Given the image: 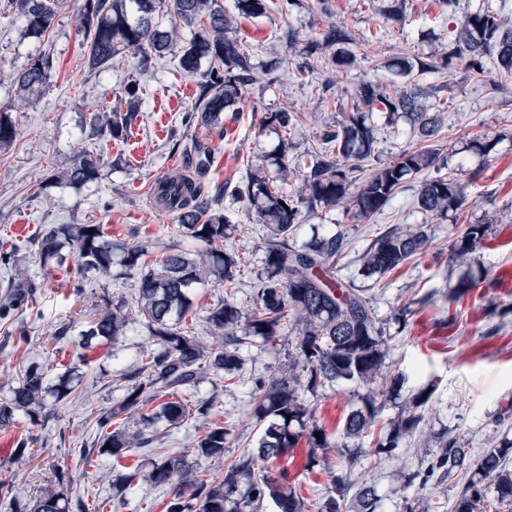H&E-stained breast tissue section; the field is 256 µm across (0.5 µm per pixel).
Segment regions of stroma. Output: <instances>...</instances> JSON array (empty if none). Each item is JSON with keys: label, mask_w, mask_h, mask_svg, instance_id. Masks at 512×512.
<instances>
[{"label": "stroma", "mask_w": 512, "mask_h": 512, "mask_svg": "<svg viewBox=\"0 0 512 512\" xmlns=\"http://www.w3.org/2000/svg\"><path fill=\"white\" fill-rule=\"evenodd\" d=\"M81 4L82 0H66L52 29L39 41L24 36L21 20L0 9V113L9 115L15 129L13 141L0 147V246L16 249L36 285L27 301L32 316L23 324L24 336L7 335L0 323V395L16 386L24 368L36 361L47 367L53 382L69 368H77L74 383L89 398L85 405L58 403L48 421L34 423L22 416L12 428L0 430L1 459H9L19 439L32 440L29 455L10 459L8 468L20 512H31L48 481L59 482L74 500L91 489L97 501L111 500V460L103 459L100 478L91 483L79 461L81 448L93 447L96 441L89 413L108 412L118 405L128 386L123 372L144 358L152 345L140 318L128 335L97 338L86 347L80 346L75 333L54 340L58 326L83 322L89 303L74 292L73 254H66L54 270L41 268L32 248L40 226L102 224L115 240L149 244L155 256L174 246L190 247V240L177 232L173 215L154 201L156 180L183 167L184 144L193 139L208 143L213 165L204 182L208 190H215L225 181L244 178L249 166L276 151L280 141H287L289 159L300 158L317 145L324 130L351 111L353 90L365 80L393 95L415 88L428 112H440L442 126L429 145L448 158L443 175L470 180L471 186L468 207L441 216L416 208L421 176L403 183L373 224H420L429 242L423 254L379 280L361 277L355 261L371 239L372 224L352 221L343 205L300 220L298 241H307L315 232L340 233L347 239L348 256L337 265L336 276L373 291L376 313L388 323L391 336L386 381L402 375L410 386L436 385L419 446L403 449L397 461L364 460L359 474L375 486L380 512H403L404 480L419 468L418 450L431 446L435 434L445 431L464 439L468 447L482 449L512 433V291L493 285L495 279L512 275V78L501 77L490 62L480 73L462 61L447 69L415 68V59L443 49L454 37V23L441 13L436 0H406L400 23L383 18V0H329L325 11L317 0H298L285 16L273 9L260 18L237 17L236 36L242 47L259 66L278 57L280 79L273 84L263 78L255 82L239 110L225 113L220 133L182 126L181 116L196 98L199 79L180 71L175 57L145 64L131 58L97 72L89 70L86 46L78 34ZM333 26L348 32L346 48L356 57L345 70L333 64L332 49L303 53L307 43L322 41ZM290 32L295 35L291 42L286 39ZM38 53L52 55L55 75L40 94L26 96L10 76ZM131 79L140 82L144 100L129 138L90 139L88 113L116 106L119 91ZM284 108L298 114L295 129L284 137L260 131L261 116ZM374 122L378 143L374 156L363 165L365 171L421 147L406 118L390 123L378 115ZM475 136L492 141L493 149L485 155L469 150L467 143ZM84 148L109 162L103 179L85 186L54 184L53 175L71 166ZM218 206L233 225L226 244L242 259L236 301L247 312L264 267L263 228L232 197H220ZM468 224H487L493 232L491 245L476 253L484 283L460 302L438 299L435 306L413 316L407 327L394 323V313L406 299L446 287L448 245ZM491 302L507 310V317L487 316ZM442 309L455 318L450 328L433 323ZM287 369L288 341L283 338L253 353L239 384L227 386L208 375L197 386L195 396L216 399L235 425L223 458L195 462L200 478L223 477L225 460L234 459L259 438L261 427L250 413L252 381Z\"/></svg>", "instance_id": "stroma-1"}]
</instances>
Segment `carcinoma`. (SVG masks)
I'll list each match as a JSON object with an SVG mask.
<instances>
[{"instance_id": "1", "label": "carcinoma", "mask_w": 512, "mask_h": 512, "mask_svg": "<svg viewBox=\"0 0 512 512\" xmlns=\"http://www.w3.org/2000/svg\"><path fill=\"white\" fill-rule=\"evenodd\" d=\"M27 36L39 39L48 32L63 3L60 0H11ZM166 8L172 25L160 28L155 13ZM270 8L268 0H236L239 16L257 18ZM81 25L87 47V63L93 69L112 64L117 57L131 55L143 62L178 53L182 72L195 74L202 60L211 68L198 84L195 101L181 122L186 126L223 129L224 111L239 105L256 82L252 55L241 49L232 18L220 0H84ZM456 36L435 62L419 61L422 69L450 67L457 60L483 71V60L494 59L500 75L512 76V28L494 11L481 8L458 21ZM54 62L42 54L31 60L14 82L21 93L37 95L50 83ZM141 88L124 87L127 112L111 110L89 113L92 135L120 139L127 134L138 113ZM407 115L420 138L428 140L440 127L438 115L427 112L410 90L391 96L378 85L365 81L352 97V111L336 127L323 132L320 142L297 164L303 188L293 194L284 190L294 172L288 147L249 167L246 178L224 183L220 188L246 202L264 227L265 268L254 291L253 307L243 312L235 303L240 257L233 248H216L230 238L228 218L213 206L203 178L211 165V150L195 140L184 148L185 169L173 171L156 184L155 201L172 213L180 235L200 242L204 248L192 253L172 248L152 264L146 263L149 247L140 242H119L102 224H46L33 240L43 265L61 263L60 252L69 247L76 253L81 274L112 277L115 255H121L126 272L136 279L134 303L151 333L154 348L146 360L124 374L131 382L119 405L98 418L103 430L96 442L97 454L112 458V469L154 441L153 427L161 420L178 429L193 415L213 414V402L195 400L189 390L207 373L228 384L237 383L245 364L243 352L260 342L269 345L288 337V375L258 377L251 391L253 414L262 426L255 446L246 448L224 466V479L206 481L194 475L183 455L159 451L146 459L147 470L136 474L154 488H169L166 512H261L273 503L277 512H378L380 498L374 486L357 482V471L365 457H398L404 444L418 439L425 426L426 405L434 386L404 388L405 378L394 380L388 391L380 389L388 356L385 328L379 324L369 288L338 282L336 263L346 257L348 242L341 234L316 233L299 245L295 240L302 213L319 211L352 199L353 219L366 222L384 211L408 177L446 166L437 149L420 147L401 154L399 161L363 174L362 162L375 152L374 113ZM297 113L286 109L268 112L261 129L288 131L295 127ZM104 160L91 149L80 151L73 165L61 172L58 182L87 185L102 179ZM469 183L452 176L425 179L416 204L426 212L446 214L460 211L468 202ZM489 226L468 224L448 246V262L464 265L477 248L486 244ZM429 236L423 227H387L373 237L358 254L361 274L382 278L399 270L421 254ZM6 278L3 316L19 306L34 285L13 251L0 252ZM209 279L224 289V295L207 309L206 323L214 342L199 341L185 322L193 312L189 290ZM472 275L458 278L448 289L454 301L478 285ZM437 291L409 298L398 309L395 323L407 326L408 317L434 302ZM92 305L93 320L85 335L107 340L122 335L129 322L124 298L105 300V308ZM352 387L356 405L346 414L340 432L333 434L315 419L309 393L315 397L325 388ZM185 393L187 397L180 398ZM402 400L399 412L382 417L379 398ZM85 400L73 393L65 380L48 384L39 364L27 367L18 385L0 398V426L15 424L21 415L36 422L49 416V402L67 398ZM163 401H158V398ZM127 412L140 414V430L130 433L123 426L110 428L111 420ZM234 423L210 421L196 438L194 449L203 458L224 457L227 438ZM306 446L303 470H314L329 478L327 491L311 498L298 482L288 480V466L298 445ZM426 466L413 472L405 487L424 488L431 479L454 484L450 512H512V438L474 453L457 437L443 434L435 447L425 451ZM265 471L255 472V461ZM135 474L120 478L123 492L112 497L110 512L128 507L126 491ZM88 512L71 503L65 493L50 485L33 512Z\"/></svg>"}]
</instances>
